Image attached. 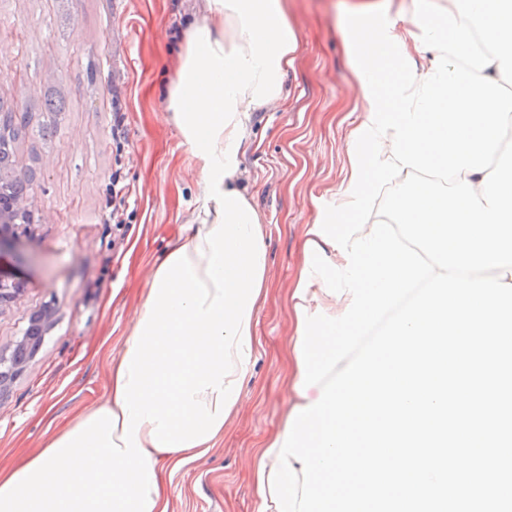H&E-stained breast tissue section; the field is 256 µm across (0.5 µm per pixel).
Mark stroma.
<instances>
[{"label":"stroma","instance_id":"stroma-1","mask_svg":"<svg viewBox=\"0 0 512 512\" xmlns=\"http://www.w3.org/2000/svg\"><path fill=\"white\" fill-rule=\"evenodd\" d=\"M66 6L71 24L55 18ZM199 0H0V102L43 119L35 102L61 90L66 108L51 143L19 141L17 169L33 173V222L0 274L24 282L0 311V351L52 310L42 343L0 397V474L37 454L54 431L100 405L107 365L121 354L155 262L199 209L201 171L166 110L182 34ZM297 49L274 106L251 113L245 183L264 220L268 287L242 408L210 453L166 479L174 512H257L248 462L290 407L288 289L303 262L301 225L314 200L344 178L345 141L361 117L332 0H287ZM125 114L112 136V110ZM136 203L109 221L113 182Z\"/></svg>","mask_w":512,"mask_h":512}]
</instances>
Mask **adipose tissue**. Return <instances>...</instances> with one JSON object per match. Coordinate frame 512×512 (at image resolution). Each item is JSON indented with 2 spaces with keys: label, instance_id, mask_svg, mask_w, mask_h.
Returning a JSON list of instances; mask_svg holds the SVG:
<instances>
[{
  "label": "adipose tissue",
  "instance_id": "adipose-tissue-1",
  "mask_svg": "<svg viewBox=\"0 0 512 512\" xmlns=\"http://www.w3.org/2000/svg\"><path fill=\"white\" fill-rule=\"evenodd\" d=\"M183 34L167 112L202 172L201 210L155 267L103 403L0 475V512H171L164 473L215 448L241 406L268 291L261 215L241 185L251 112L282 97L296 50L285 0H203ZM412 0L388 15L419 74ZM281 435L252 458L257 512H278L268 476Z\"/></svg>",
  "mask_w": 512,
  "mask_h": 512
}]
</instances>
